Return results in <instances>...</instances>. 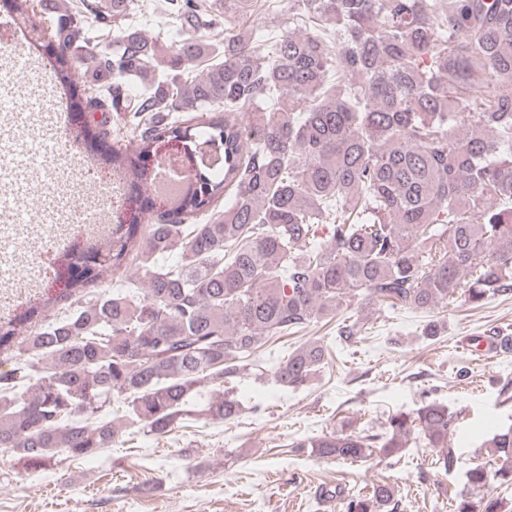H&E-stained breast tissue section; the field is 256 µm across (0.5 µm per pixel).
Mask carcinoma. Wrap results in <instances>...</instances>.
Returning a JSON list of instances; mask_svg holds the SVG:
<instances>
[{"label": "carcinoma", "mask_w": 512, "mask_h": 512, "mask_svg": "<svg viewBox=\"0 0 512 512\" xmlns=\"http://www.w3.org/2000/svg\"><path fill=\"white\" fill-rule=\"evenodd\" d=\"M7 2L29 24L36 0ZM251 2L163 0L190 33L164 56L131 25L133 0H81L51 32L56 85L87 113L106 102L103 85L72 74L82 25L91 16L112 37L100 67L133 137L117 130L106 142L105 115L76 141L122 174L138 209L70 251L59 295L0 315V357L11 362L0 371V449L27 472L96 457L131 428L161 438L198 413L233 418L225 381L264 375L266 343L345 308L367 321L512 293V0H288V28L268 47L228 36L223 60L177 82V68L212 49L193 33ZM126 81L141 92L126 94ZM164 140L185 156L211 143L220 162L185 169L157 215L146 160ZM108 275L112 291L97 290ZM58 304L63 315L48 320ZM326 357L306 343L273 377L302 388ZM455 430L448 407L429 402L380 433L299 447L343 463L399 459L413 443L438 449L448 472ZM480 447L489 460L467 484L511 488L512 425ZM454 501V512H512V498L492 492ZM393 502L385 480L343 496L345 512H393Z\"/></svg>", "instance_id": "1"}]
</instances>
